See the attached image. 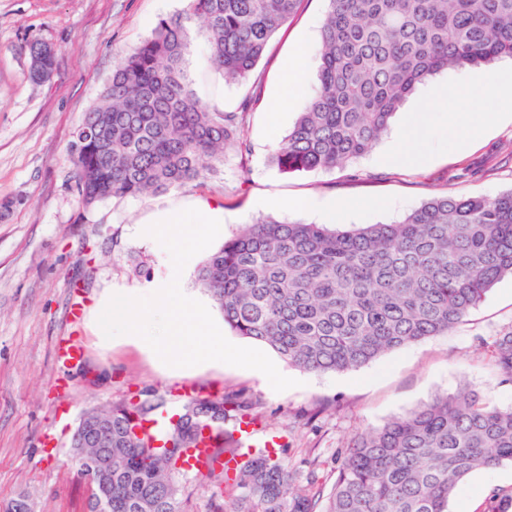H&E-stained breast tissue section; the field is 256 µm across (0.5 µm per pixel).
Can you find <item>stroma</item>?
Returning a JSON list of instances; mask_svg holds the SVG:
<instances>
[{"label":"stroma","mask_w":512,"mask_h":512,"mask_svg":"<svg viewBox=\"0 0 512 512\" xmlns=\"http://www.w3.org/2000/svg\"><path fill=\"white\" fill-rule=\"evenodd\" d=\"M183 0H0V512L26 497L34 512H88L87 482L71 448L80 417L144 394L185 398L234 395L258 419L259 434L281 439L298 481L315 473L323 487L349 441L438 394L468 385L484 404L512 408V383L490 368L483 339L512 330V276L495 283L454 331L391 352L354 372L309 373L276 359L299 380L283 392L249 369L215 363L196 373H168L132 336L105 338L98 313L113 291L134 296L167 276L165 254L138 231L152 214L206 203L224 212L219 241L259 217L351 229L402 218L438 195L494 196L512 190V116L493 91L472 106L492 112L466 145L432 136L422 166L383 164L402 118L346 170L285 172L270 161L298 112L318 89L317 47L326 0H305L301 14L272 38L257 66L261 95L245 128L247 165L233 152L204 183L139 198L78 203L69 156L73 134L112 78L114 66L149 38ZM54 47L52 77L29 79L30 48ZM309 51L302 91L275 109V90L292 49ZM184 70L189 88L218 110L233 111L246 89L225 83L210 62L202 23L191 28ZM246 189H239L241 179ZM295 198L332 200L331 216L292 207ZM81 307L73 316V307ZM83 350L57 358L60 340ZM55 445L45 455V444ZM507 463L466 476L450 512H512Z\"/></svg>","instance_id":"stroma-1"}]
</instances>
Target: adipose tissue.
<instances>
[{"mask_svg": "<svg viewBox=\"0 0 512 512\" xmlns=\"http://www.w3.org/2000/svg\"><path fill=\"white\" fill-rule=\"evenodd\" d=\"M479 89L478 83L464 82L453 86L438 83L431 90L428 109L411 112L406 117L405 130L385 155L390 165H420L427 157L418 146L420 138L431 132L432 114H440L448 137H458L460 130L482 132L490 118L489 113L471 111L470 105Z\"/></svg>", "mask_w": 512, "mask_h": 512, "instance_id": "1", "label": "adipose tissue"}]
</instances>
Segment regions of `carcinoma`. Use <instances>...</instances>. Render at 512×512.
Wrapping results in <instances>:
<instances>
[{"instance_id":"cac0c4a2","label":"carcinoma","mask_w":512,"mask_h":512,"mask_svg":"<svg viewBox=\"0 0 512 512\" xmlns=\"http://www.w3.org/2000/svg\"><path fill=\"white\" fill-rule=\"evenodd\" d=\"M319 88L272 161L288 172L345 168L381 138L416 87L448 69L512 59V0H326ZM304 0H185L115 68L70 146L78 203L157 193L201 182L226 151L241 168L259 100L251 80L271 38ZM208 35L228 84L252 82L234 112L189 91L182 63L190 23ZM512 276V190L495 197L436 196L393 224L350 230L256 219L198 268V280L237 336L306 372H350L394 350L453 330L501 278ZM512 381V331L486 343ZM192 397L162 430L160 397L114 403L112 496L106 512H183L180 462L205 421ZM224 420L251 416L233 396ZM212 453L195 476L224 500L220 512H449L458 483L512 464V409L490 408L468 388L436 395L357 434L329 492L295 482L288 461L242 448L236 428L214 426Z\"/></svg>"}]
</instances>
